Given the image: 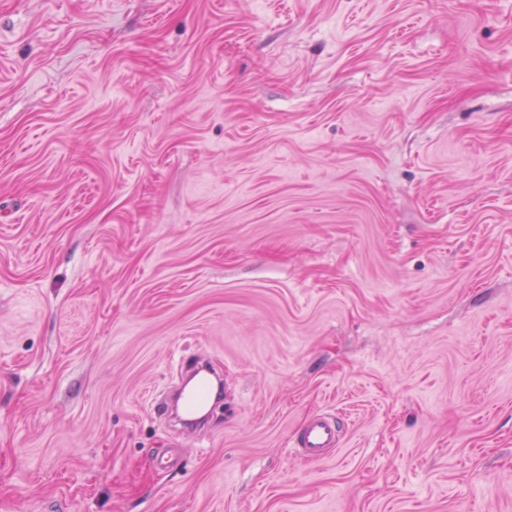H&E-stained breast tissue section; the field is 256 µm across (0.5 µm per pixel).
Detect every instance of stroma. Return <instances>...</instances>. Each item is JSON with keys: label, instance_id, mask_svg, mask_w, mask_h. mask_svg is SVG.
Instances as JSON below:
<instances>
[{"label": "stroma", "instance_id": "35a3bbf8", "mask_svg": "<svg viewBox=\"0 0 512 512\" xmlns=\"http://www.w3.org/2000/svg\"><path fill=\"white\" fill-rule=\"evenodd\" d=\"M0 512H512V0H0ZM192 369L194 370L193 377L197 380L190 388L180 391L179 399L185 412L183 421L190 425H197L203 421L206 413L196 417L191 416L209 402L214 388H222L223 375L205 361H198ZM338 443V430L334 418L325 413L311 416L300 430L296 448L306 458L322 457L328 448Z\"/></svg>", "mask_w": 512, "mask_h": 512}]
</instances>
